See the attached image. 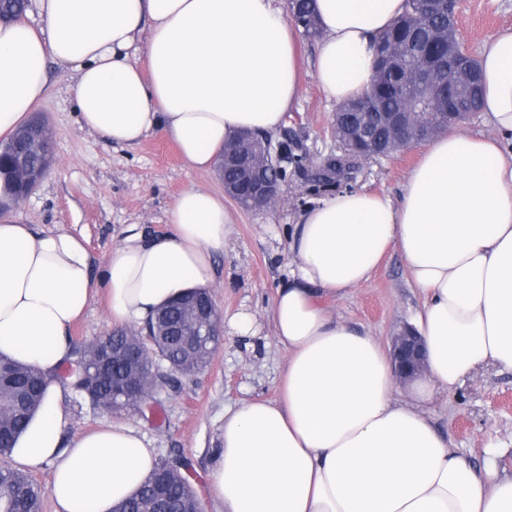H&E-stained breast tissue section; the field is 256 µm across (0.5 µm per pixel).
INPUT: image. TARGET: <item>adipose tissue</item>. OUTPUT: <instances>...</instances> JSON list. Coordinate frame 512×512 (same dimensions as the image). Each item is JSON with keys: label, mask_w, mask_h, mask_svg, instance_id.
Instances as JSON below:
<instances>
[{"label": "adipose tissue", "mask_w": 512, "mask_h": 512, "mask_svg": "<svg viewBox=\"0 0 512 512\" xmlns=\"http://www.w3.org/2000/svg\"><path fill=\"white\" fill-rule=\"evenodd\" d=\"M39 25L0 22V136L44 98L47 63L74 73L84 127L134 145L162 133L210 170L243 130L269 134L301 94L302 33L278 0H33ZM315 78L327 100L360 96L373 43L406 0H314ZM147 40H140V33ZM143 63H135V56ZM481 110L492 137L447 130L408 173L399 198L365 189L317 200L288 234L293 266L268 314L288 358L277 399L224 413L210 493L224 512H512V477L477 472L452 451L422 405L482 364L512 370V27L480 54ZM157 235L132 232L100 279L75 235L0 218V358L46 379L17 436L16 468L51 465L55 512H112L155 469V448L115 421L68 435L61 370L71 327L96 296L113 325L144 326L162 305L210 287L231 234L224 198L186 188ZM400 250L425 295L417 315L425 374L413 403L395 397L389 355L331 314Z\"/></svg>", "instance_id": "adipose-tissue-1"}]
</instances>
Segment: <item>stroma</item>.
Here are the masks:
<instances>
[{
	"mask_svg": "<svg viewBox=\"0 0 512 512\" xmlns=\"http://www.w3.org/2000/svg\"><path fill=\"white\" fill-rule=\"evenodd\" d=\"M512 26V0H460L459 37L473 54L501 28ZM316 43L300 40L302 92L286 123L298 132L313 165L336 153L331 133L336 103L320 93L312 65ZM46 94L36 108L53 139L54 156L40 186L24 201L1 215L30 224L37 231H65L84 238L91 273L104 266L131 225L146 234L166 231L167 212L176 197L191 186L222 192L217 173L192 168L176 145L152 133L131 146L112 143L83 128L70 91L73 77L56 64L48 66ZM420 148L363 163L349 186L398 196L417 161ZM311 169H288L275 208L254 213L232 199L224 206L232 234L223 254L215 258L212 295L227 326L224 341L211 364L179 376L152 400L123 411L100 409L79 395L65 401L71 433L112 421L130 424L145 434L158 459L181 456L204 512H221L209 493V474L220 451L224 412L240 402L276 399L279 374L287 360L268 319L277 288L287 281L288 227L300 210L319 199ZM424 296L408 277L399 251H391L372 279L341 299L323 303L351 328L389 344L392 336L413 325ZM240 313L251 315L253 327L240 334L228 323ZM102 299H93L72 327L75 348L112 333ZM424 409L448 436L451 449L475 467L496 461L512 474V370L488 364L464 377L451 393L439 392Z\"/></svg>",
	"mask_w": 512,
	"mask_h": 512,
	"instance_id": "1",
	"label": "stroma"
}]
</instances>
